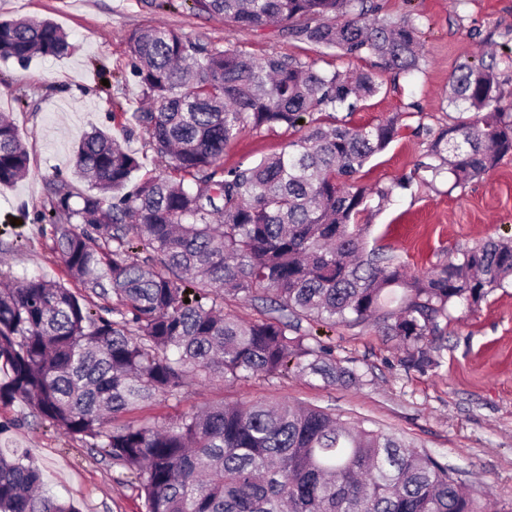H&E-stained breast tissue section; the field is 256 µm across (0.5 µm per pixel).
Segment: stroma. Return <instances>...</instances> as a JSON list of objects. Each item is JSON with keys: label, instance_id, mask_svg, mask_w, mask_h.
<instances>
[{"label": "stroma", "instance_id": "obj_1", "mask_svg": "<svg viewBox=\"0 0 512 512\" xmlns=\"http://www.w3.org/2000/svg\"><path fill=\"white\" fill-rule=\"evenodd\" d=\"M384 15H411L421 31L422 71L383 74V91L349 116L362 126L401 113L400 132L363 168L358 181L390 194L381 209L362 215L368 247L383 248L419 274L458 249L494 238L512 239V154L465 185L422 169L434 136L459 112L448 102V80L464 62L491 50L499 61V90L512 100V0H383ZM0 18L49 19L68 35V55L0 60V112L9 113L29 152V174L0 186V274L14 279L67 271L54 250L50 225L35 217L45 184L73 178L72 149L91 128L122 138L128 113L143 100L130 74L131 32L159 24L192 40L232 45L261 59L291 55L325 71L374 69L372 58L339 57L288 39L277 27L242 30L222 18L198 16L186 0L157 8L154 0H0ZM293 131L245 130L224 150L231 169L287 150ZM301 331L329 346L336 360L364 374L365 384L318 379L220 378L189 381L180 401L157 400L135 412L164 420L212 405L288 399L413 442L486 491L493 512H512V285L494 289L478 305L451 307L447 333L437 340L436 366L407 367L405 347L371 324L329 328L302 323ZM0 448L17 451L41 473L45 492L79 512H145L136 487L88 444L35 417L26 402L0 404Z\"/></svg>", "mask_w": 512, "mask_h": 512}]
</instances>
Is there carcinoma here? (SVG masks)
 Wrapping results in <instances>:
<instances>
[{
  "label": "carcinoma",
  "instance_id": "cac0c4a2",
  "mask_svg": "<svg viewBox=\"0 0 512 512\" xmlns=\"http://www.w3.org/2000/svg\"><path fill=\"white\" fill-rule=\"evenodd\" d=\"M198 14L242 29L277 25L342 57H376L394 76L421 69L420 31L381 15L380 0H192ZM51 21L1 20L0 58L61 57ZM131 74L152 108L132 115L173 174L136 177L137 152L103 130L72 164L88 191L47 183L55 249L76 293L33 275L0 287V403L36 416L131 475L145 512H485L448 466L393 434L284 401L217 405L160 424L124 421L188 379L302 377L362 385L306 320L374 324L407 345V363H437L428 344L449 308L512 282V240L456 251L422 275L366 249V188L351 183L394 141L400 114L351 127L336 116L383 90L371 71H323L289 56L256 60L167 26L133 31ZM497 59L460 65L451 102L474 111L434 136L421 168L464 185L512 154V103ZM314 112L322 118L298 123ZM302 131L289 150L224 170V149L247 129ZM29 173L21 135L0 113V185ZM81 231H75L76 227ZM143 255L141 262L133 256ZM116 298L112 308L95 299ZM190 302H185V299ZM266 304L246 322L226 300ZM38 470L0 450V512H77L40 490Z\"/></svg>",
  "mask_w": 512,
  "mask_h": 512
}]
</instances>
